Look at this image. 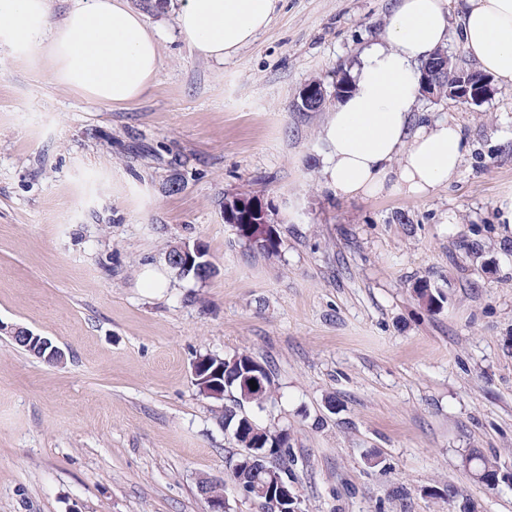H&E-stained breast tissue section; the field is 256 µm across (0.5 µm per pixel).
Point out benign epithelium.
Here are the masks:
<instances>
[{
    "label": "benign epithelium",
    "mask_w": 512,
    "mask_h": 512,
    "mask_svg": "<svg viewBox=\"0 0 512 512\" xmlns=\"http://www.w3.org/2000/svg\"><path fill=\"white\" fill-rule=\"evenodd\" d=\"M449 64L450 58L448 53L442 50L438 56L422 65L420 75L422 96L438 100L446 95L448 99H453L459 103L480 104L494 95L495 89L491 78L475 71L470 72L455 83L448 84L446 90H441L437 86L439 73L448 70ZM326 99L327 90L324 85H309L300 91L297 107L303 112H314L326 103ZM240 209L251 211L261 216L264 215L261 205L256 200L231 197L224 200V218L226 222L231 224L237 223L235 216H237V211ZM173 257L182 264L195 258L207 260L206 251L201 245L197 243L191 245L187 242L175 246ZM2 331L8 334L15 343L23 346L29 353L46 363L51 365L64 363L63 352L58 347L51 345L47 337L34 334L26 328L9 327L0 323V332ZM209 365L210 362L202 358L197 359L192 364V376L201 395L214 397L219 400L224 397V392L215 389V384L211 382L212 374L207 372ZM267 474L269 479H257L252 485L247 487L237 483L233 484L234 492L254 502L260 497L266 498L267 509L270 512H289L286 504L295 499V494L291 493L281 483L274 473V469H268ZM205 485L216 488L224 485V480L209 477L203 478L199 481L198 489L201 490V496L207 504V512H229L228 496L211 491L205 492L203 491V486Z\"/></svg>",
    "instance_id": "1"
}]
</instances>
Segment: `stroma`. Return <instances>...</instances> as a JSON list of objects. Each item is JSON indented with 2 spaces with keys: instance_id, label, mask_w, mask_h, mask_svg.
I'll return each mask as SVG.
<instances>
[{
  "instance_id": "35a3bbf8",
  "label": "stroma",
  "mask_w": 512,
  "mask_h": 512,
  "mask_svg": "<svg viewBox=\"0 0 512 512\" xmlns=\"http://www.w3.org/2000/svg\"><path fill=\"white\" fill-rule=\"evenodd\" d=\"M130 4L162 65L128 108L0 54V323L65 354L0 333V512H206L200 478L228 477L239 448L191 367L239 353L272 371L253 415L287 430L303 512H512V86L420 98L419 121L466 141L448 184L341 198L319 136L336 100L302 112L298 94L353 70L392 0H278L221 63L190 50L180 0ZM239 194L267 203L274 251L225 223ZM184 241L210 278L168 266ZM2 331L8 334L16 344L22 345L21 347L46 363L51 365L63 364L64 354L57 346H52L48 354L44 356L45 350L51 346L47 337L33 334L26 328L9 327L0 323V332Z\"/></svg>"
}]
</instances>
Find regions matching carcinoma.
Listing matches in <instances>:
<instances>
[{
  "mask_svg": "<svg viewBox=\"0 0 512 512\" xmlns=\"http://www.w3.org/2000/svg\"><path fill=\"white\" fill-rule=\"evenodd\" d=\"M239 237L250 246L268 252L277 246V237L271 227L253 234L243 228L237 229ZM259 361L247 354L234 355L224 361V371L215 375V384L224 388V396L228 397L230 404L224 407V429L228 432L236 444L242 448H257L264 452L268 448H277L275 453L276 463L263 459L246 460L243 455H238L230 462L233 466L234 477L239 483L249 485L256 476L265 477L263 471L274 468L279 472L283 483H288V452L290 438L285 431H277L263 426L249 413L251 407H263V404L271 398L272 379L271 373H266L263 380L255 379L256 366ZM255 381L257 388H251L249 381ZM470 463L476 472L482 475V480L493 484L498 479L495 465L480 456L470 458Z\"/></svg>",
  "mask_w": 512,
  "mask_h": 512,
  "instance_id": "obj_1",
  "label": "carcinoma"
}]
</instances>
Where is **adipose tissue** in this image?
Wrapping results in <instances>:
<instances>
[{
    "instance_id": "ef3b65f1",
    "label": "adipose tissue",
    "mask_w": 512,
    "mask_h": 512,
    "mask_svg": "<svg viewBox=\"0 0 512 512\" xmlns=\"http://www.w3.org/2000/svg\"><path fill=\"white\" fill-rule=\"evenodd\" d=\"M0 0V49L52 83L115 108L148 94L161 70L155 33L127 0ZM276 0H183L179 29L199 56L224 61L271 22ZM461 22L467 54L512 86V0H397L377 41L366 48L352 89L321 129L324 176L336 196L428 195L454 178L465 140L460 127L415 120L419 68Z\"/></svg>"
}]
</instances>
